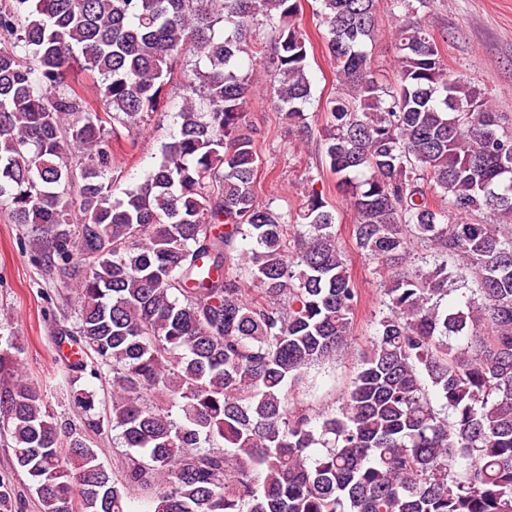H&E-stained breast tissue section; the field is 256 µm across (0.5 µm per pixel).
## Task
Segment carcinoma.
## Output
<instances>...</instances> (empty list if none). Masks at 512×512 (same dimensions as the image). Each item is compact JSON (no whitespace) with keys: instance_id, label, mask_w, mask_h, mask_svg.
<instances>
[{"instance_id":"cac0c4a2","label":"carcinoma","mask_w":512,"mask_h":512,"mask_svg":"<svg viewBox=\"0 0 512 512\" xmlns=\"http://www.w3.org/2000/svg\"><path fill=\"white\" fill-rule=\"evenodd\" d=\"M316 2L336 80L321 126L302 0H0V214L49 236L43 265L80 295L53 329L78 350L62 362L80 423L0 335V436L41 512H128L138 496L150 512H512V130L448 78L417 18L430 0L387 3L402 22L385 85L367 51L378 0ZM189 55L177 134L115 197L107 128L141 127ZM255 61L289 130L319 140L383 284L350 390L313 414H291L289 391L347 347L359 290L323 190L294 213L257 201ZM483 211L494 219H449ZM454 281L471 287L448 307ZM104 371L106 413L85 385ZM105 423L127 449L119 475L86 438ZM14 497L0 479V512Z\"/></svg>"}]
</instances>
